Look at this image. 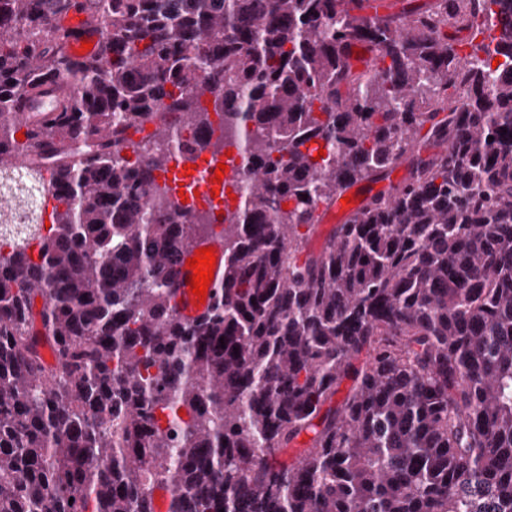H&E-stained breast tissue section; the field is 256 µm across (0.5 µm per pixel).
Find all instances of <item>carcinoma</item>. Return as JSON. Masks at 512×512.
Segmentation results:
<instances>
[{
  "label": "carcinoma",
  "mask_w": 512,
  "mask_h": 512,
  "mask_svg": "<svg viewBox=\"0 0 512 512\" xmlns=\"http://www.w3.org/2000/svg\"><path fill=\"white\" fill-rule=\"evenodd\" d=\"M367 2L0 0V178L23 129L56 199L0 250V512H153L159 485L172 512H512V0ZM80 4L107 37L77 59ZM213 113L246 177L219 230L157 181ZM131 128L160 149L124 160ZM206 237L223 291L188 322ZM85 13L82 11L69 12L64 25L73 30L74 35L67 44V51L73 57H90L97 53L98 46L104 34L101 31L86 32L84 30ZM91 41L93 48L84 50L81 47L83 40ZM348 196L358 197V201H354L350 203V205H343L341 202L342 198H346ZM359 196H363L359 189L354 186H345L337 194L336 201L332 204L330 208V213L326 216L327 222H335V219H338L343 216L349 215L352 211L358 209L361 206L362 200H359ZM213 246L216 248L215 255L216 266H214V276H212L211 284L208 288L207 297L205 303H200L199 307L195 306L196 297L189 292L188 284H190L189 275L194 273L193 270L187 269V258H193L197 256L196 250L202 249V247ZM175 275L177 280V288L171 296L169 306L170 310L178 318L193 321L199 318L206 310L210 307L213 301V296L216 288L214 285L224 275V248L213 240H197L188 249H186L180 257V260L175 268Z\"/></svg>",
  "instance_id": "cac0c4a2"
}]
</instances>
